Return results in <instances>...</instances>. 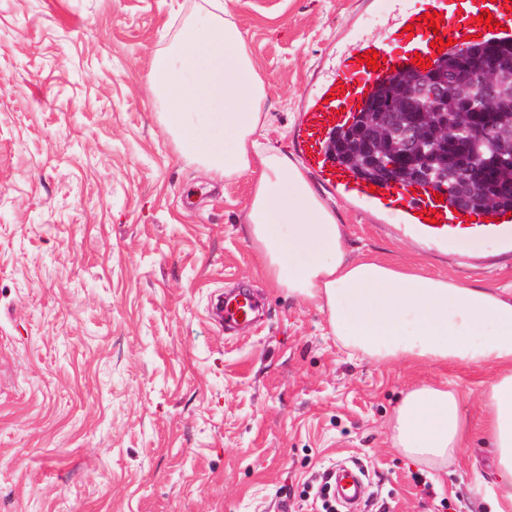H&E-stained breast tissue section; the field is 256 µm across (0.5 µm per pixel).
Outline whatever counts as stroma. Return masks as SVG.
Returning <instances> with one entry per match:
<instances>
[{
  "label": "stroma",
  "instance_id": "obj_1",
  "mask_svg": "<svg viewBox=\"0 0 512 512\" xmlns=\"http://www.w3.org/2000/svg\"><path fill=\"white\" fill-rule=\"evenodd\" d=\"M199 0H0V512H310L335 464L360 465L352 512H477L495 457L473 431L448 478L386 428L415 383L468 371L351 360L314 306L270 288L237 224L246 179L181 157L149 89L165 28ZM284 149L336 61L358 0H227ZM317 190L351 256L512 284L493 242L465 256ZM260 302L226 330L224 293Z\"/></svg>",
  "mask_w": 512,
  "mask_h": 512
}]
</instances>
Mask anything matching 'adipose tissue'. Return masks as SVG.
Listing matches in <instances>:
<instances>
[{"instance_id":"obj_1","label":"adipose tissue","mask_w":512,"mask_h":512,"mask_svg":"<svg viewBox=\"0 0 512 512\" xmlns=\"http://www.w3.org/2000/svg\"><path fill=\"white\" fill-rule=\"evenodd\" d=\"M148 82L177 153L214 178H249L239 224L261 276L324 313L349 356L485 374L481 432L496 468L482 510L512 512V289L350 256L335 210L300 164L264 138L266 84L224 0H201L153 53ZM392 430L401 453L441 469L463 446L469 421L450 383L425 382L406 392Z\"/></svg>"}]
</instances>
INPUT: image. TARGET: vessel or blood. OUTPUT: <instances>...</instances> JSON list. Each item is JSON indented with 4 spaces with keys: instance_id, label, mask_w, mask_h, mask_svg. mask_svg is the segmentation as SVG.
Returning <instances> with one entry per match:
<instances>
[{
    "instance_id": "vessel-or-blood-1",
    "label": "vessel or blood",
    "mask_w": 512,
    "mask_h": 512,
    "mask_svg": "<svg viewBox=\"0 0 512 512\" xmlns=\"http://www.w3.org/2000/svg\"><path fill=\"white\" fill-rule=\"evenodd\" d=\"M491 12L497 26L482 30L475 19L480 13ZM438 13L436 27L422 22L426 13ZM388 37H355L336 56L333 74L317 87L303 111L296 136L297 150L307 167L337 196L367 205L381 212L397 214L401 228L424 239L431 246L445 247L456 253L472 252L481 242L492 239L504 251H512V216L503 209L467 211L448 201L436 200V189L430 185L388 186L369 189L361 177L341 166L326 150L328 140L348 126L358 112V106L378 85L399 73L416 71L414 55L436 63L442 56L452 55L456 46L465 45L467 36H480L482 42L512 40V0H418L411 9L394 8ZM413 32H406V25ZM452 39V46L437 52L435 39ZM377 51L379 68L362 62L364 51ZM434 212V222H427L426 212ZM219 313L225 323H247L254 319L257 306L244 292L221 300ZM336 494L342 502L361 499L364 476L360 468L338 466Z\"/></svg>"
}]
</instances>
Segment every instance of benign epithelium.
Wrapping results in <instances>:
<instances>
[{
	"mask_svg": "<svg viewBox=\"0 0 512 512\" xmlns=\"http://www.w3.org/2000/svg\"><path fill=\"white\" fill-rule=\"evenodd\" d=\"M462 92L463 103L472 110L467 128L456 132L448 118V90ZM421 94L428 100L425 112H413L410 98ZM488 99L490 106H474V99ZM372 119L355 126L351 141L365 153L375 152L383 126L404 131V147L377 160L383 179L391 185L400 178L409 183L448 184L455 187L456 205L484 209L503 196H512V181L501 177L498 161L489 157L475 161L472 146L493 136L512 143V124L501 114L512 112V57L492 50L470 52L449 71L410 74L392 91L369 105Z\"/></svg>",
	"mask_w": 512,
	"mask_h": 512,
	"instance_id": "benign-epithelium-1",
	"label": "benign epithelium"
}]
</instances>
